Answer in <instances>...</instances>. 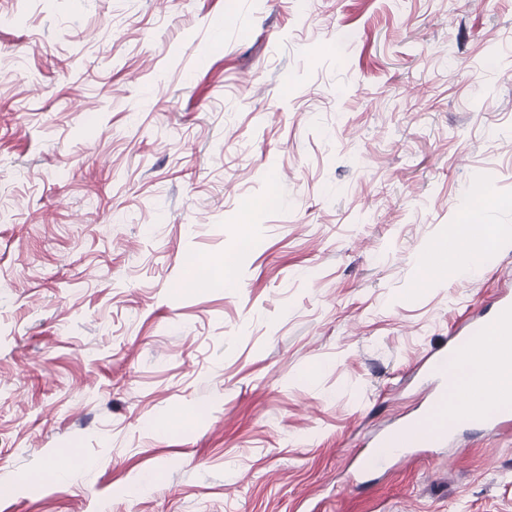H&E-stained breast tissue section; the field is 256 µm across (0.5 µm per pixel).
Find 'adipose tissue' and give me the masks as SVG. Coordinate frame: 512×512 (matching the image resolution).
<instances>
[{
	"instance_id": "adipose-tissue-1",
	"label": "adipose tissue",
	"mask_w": 512,
	"mask_h": 512,
	"mask_svg": "<svg viewBox=\"0 0 512 512\" xmlns=\"http://www.w3.org/2000/svg\"><path fill=\"white\" fill-rule=\"evenodd\" d=\"M480 255L479 248L469 240L457 242L451 250L434 246L425 258L420 283L426 286L476 270ZM451 380L472 410L494 408L503 397L512 399V349H503L496 334L485 336L457 364Z\"/></svg>"
}]
</instances>
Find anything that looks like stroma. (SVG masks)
Returning a JSON list of instances; mask_svg holds the SVG:
<instances>
[{
  "instance_id": "obj_1",
  "label": "stroma",
  "mask_w": 512,
  "mask_h": 512,
  "mask_svg": "<svg viewBox=\"0 0 512 512\" xmlns=\"http://www.w3.org/2000/svg\"><path fill=\"white\" fill-rule=\"evenodd\" d=\"M511 233L512 0H0V512H512V429L357 470ZM481 254L479 247L470 240L457 242L449 254L447 248L434 246L426 255L419 283L428 286L436 280L455 278L463 272L477 270ZM201 413L199 407H171L168 409L163 428L170 430L182 427L195 420Z\"/></svg>"
}]
</instances>
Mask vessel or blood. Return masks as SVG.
Segmentation results:
<instances>
[{"mask_svg": "<svg viewBox=\"0 0 512 512\" xmlns=\"http://www.w3.org/2000/svg\"><path fill=\"white\" fill-rule=\"evenodd\" d=\"M493 328L497 329L502 341L512 344V294L504 292L496 298L492 318L471 317L465 334L475 340ZM459 348V342L455 341L449 344L447 354L435 356L432 366L426 370L430 397L424 411L377 439L371 450L360 457L361 469L399 465L408 457L411 448L425 442L447 441L464 425L480 423L492 433L512 427V407L478 418L463 412V396L453 391L447 379L437 371L438 365L445 363L447 358H458Z\"/></svg>", "mask_w": 512, "mask_h": 512, "instance_id": "vessel-or-blood-1", "label": "vessel or blood"}]
</instances>
